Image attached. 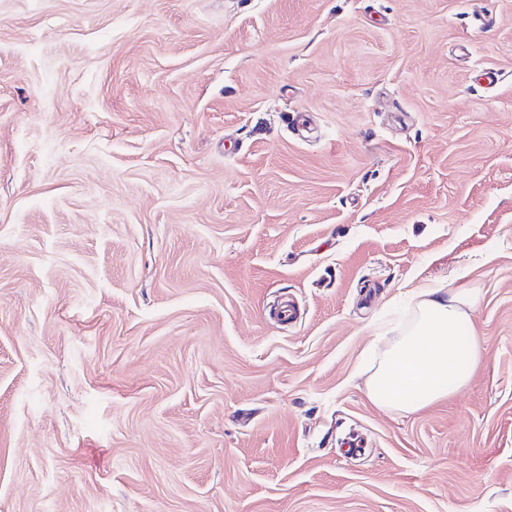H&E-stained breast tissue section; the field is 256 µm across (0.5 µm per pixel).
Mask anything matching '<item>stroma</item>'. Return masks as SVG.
<instances>
[{"instance_id": "1", "label": "stroma", "mask_w": 512, "mask_h": 512, "mask_svg": "<svg viewBox=\"0 0 512 512\" xmlns=\"http://www.w3.org/2000/svg\"><path fill=\"white\" fill-rule=\"evenodd\" d=\"M0 512H512V0H0ZM477 303L464 291L416 288L410 318L369 369L373 404L411 413L464 389L482 358L479 337L463 331Z\"/></svg>"}]
</instances>
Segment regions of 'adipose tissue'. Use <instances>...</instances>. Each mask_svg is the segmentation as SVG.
<instances>
[{
	"label": "adipose tissue",
	"mask_w": 512,
	"mask_h": 512,
	"mask_svg": "<svg viewBox=\"0 0 512 512\" xmlns=\"http://www.w3.org/2000/svg\"><path fill=\"white\" fill-rule=\"evenodd\" d=\"M477 303L472 293L415 289L408 321L369 369L373 404L411 413L464 389L482 358L479 337L464 329Z\"/></svg>",
	"instance_id": "adipose-tissue-1"
}]
</instances>
